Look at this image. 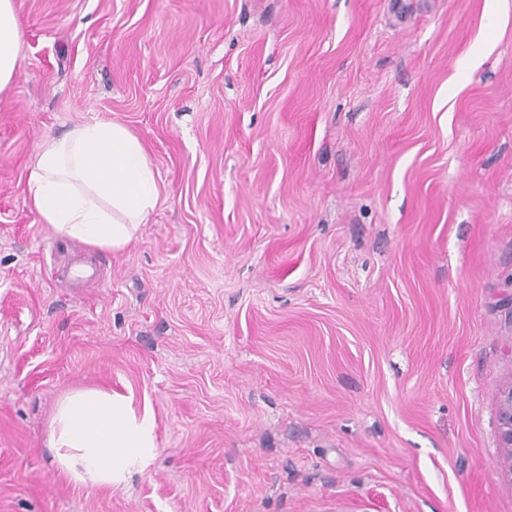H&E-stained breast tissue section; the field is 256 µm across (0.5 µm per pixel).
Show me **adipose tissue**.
I'll list each match as a JSON object with an SVG mask.
<instances>
[{
  "label": "adipose tissue",
  "instance_id": "obj_1",
  "mask_svg": "<svg viewBox=\"0 0 512 512\" xmlns=\"http://www.w3.org/2000/svg\"><path fill=\"white\" fill-rule=\"evenodd\" d=\"M22 41L14 0H0V93L18 72ZM28 197L41 221L58 234L93 250L117 252L154 211L158 172L143 142L125 125L92 120L42 140ZM49 444L71 483L118 488L153 462L156 422L150 412L136 413L131 396L77 389L56 404Z\"/></svg>",
  "mask_w": 512,
  "mask_h": 512
}]
</instances>
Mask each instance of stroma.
I'll use <instances>...</instances> for the list:
<instances>
[{"label":"stroma","instance_id":"35a3bbf8","mask_svg":"<svg viewBox=\"0 0 512 512\" xmlns=\"http://www.w3.org/2000/svg\"><path fill=\"white\" fill-rule=\"evenodd\" d=\"M0 93V512H512V0H15ZM116 120L158 204L56 234L43 137ZM77 387L158 455L76 486ZM22 26L14 0H0V93L13 82L21 64ZM499 437L504 459L500 476L512 483V381L507 383L498 394ZM49 444L60 470L74 485L120 488L156 455V422L138 416L131 396L82 388L62 397L49 425Z\"/></svg>","mask_w":512,"mask_h":512}]
</instances>
